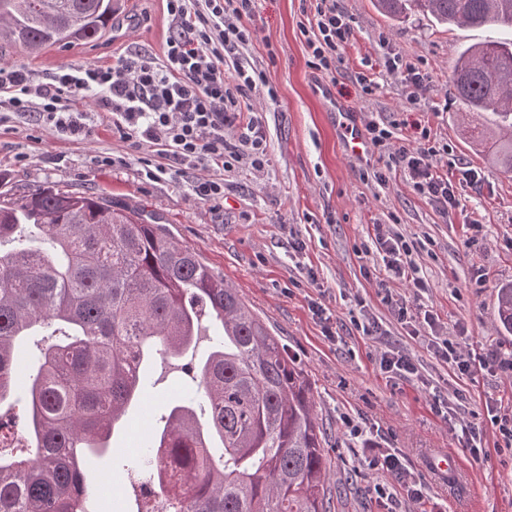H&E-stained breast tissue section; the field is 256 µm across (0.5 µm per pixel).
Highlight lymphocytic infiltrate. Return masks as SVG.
<instances>
[{"label": "lymphocytic infiltrate", "mask_w": 512, "mask_h": 512, "mask_svg": "<svg viewBox=\"0 0 512 512\" xmlns=\"http://www.w3.org/2000/svg\"><path fill=\"white\" fill-rule=\"evenodd\" d=\"M164 2L170 34L162 58L130 49L108 66L66 67L41 77L1 67L0 110L36 115L57 135L86 140L94 134L95 114L76 111L72 102L93 93L121 138L157 155V174L196 171L192 193L218 203L224 199V181L210 177V170H227L242 160L257 170L266 163L264 113L246 102L256 92L275 95L266 72L245 55L257 34L253 0ZM315 2L316 30L307 39L309 66L332 74L353 28L336 0ZM366 132L374 153L401 167L414 190L440 211L459 206L460 187L482 181L469 167H460L454 178L442 173L429 134L395 148L386 126L372 121ZM374 245L389 278L422 287L403 259L407 246L398 233L376 225Z\"/></svg>", "instance_id": "1"}]
</instances>
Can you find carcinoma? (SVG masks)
<instances>
[{"mask_svg":"<svg viewBox=\"0 0 512 512\" xmlns=\"http://www.w3.org/2000/svg\"><path fill=\"white\" fill-rule=\"evenodd\" d=\"M374 5L393 19L510 33L461 51L449 90L512 130V0ZM112 14V0H0V40L27 52L96 41ZM492 162L512 170V138ZM205 322L211 350L182 365L197 389L169 403L126 473L157 482L168 512H328L311 383L224 277L126 205L41 186L0 191V406L26 440L0 435V512H124L101 502L86 461L113 451L151 359L184 357ZM496 323L512 335V284L498 290ZM36 332V351H20Z\"/></svg>","mask_w":512,"mask_h":512,"instance_id":"1","label":"carcinoma"}]
</instances>
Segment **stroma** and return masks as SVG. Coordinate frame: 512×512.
I'll list each match as a JSON object with an SVG mask.
<instances>
[{
    "instance_id": "1",
    "label": "stroma",
    "mask_w": 512,
    "mask_h": 512,
    "mask_svg": "<svg viewBox=\"0 0 512 512\" xmlns=\"http://www.w3.org/2000/svg\"><path fill=\"white\" fill-rule=\"evenodd\" d=\"M116 20H135L127 38L104 35L67 48L28 55L0 47V67L35 74L64 66L111 64L127 49L161 54L168 36L163 0H113ZM258 36L247 55L265 69L275 100L251 95L265 111L267 163L255 171L244 162L224 175V202L197 200L191 176L149 179L142 154L113 133L110 119L94 137L71 141L36 117L0 123V182L13 189L50 186L77 190L140 208L159 217L173 240L237 288L242 299L278 336L308 375L322 422L330 512H512V449L496 424L512 417V374L491 362L467 373L445 363L434 340H448L474 356H512V336L496 330V294L512 283V171L492 165L495 139L473 147L462 131L465 112L448 90L452 66L465 47L495 36L492 28L445 25L419 14L393 22L372 0H336L351 16L354 32L335 75L310 69V51L300 31L310 18L308 0H255ZM426 70L429 79L415 101L401 73L381 64L380 38ZM374 80L364 92L358 74ZM332 94L363 122L381 121L394 144L426 127L441 148L448 170H481V186L463 192L460 206L441 213L414 191L404 172L374 157L349 155L336 121L314 92ZM113 157L101 167L96 156ZM382 170L385 181L373 173ZM386 224L409 247L408 262L425 288L387 285L372 239ZM483 285H476L477 274ZM400 295L409 313L428 310L434 330L397 322L385 293ZM381 324L383 335L367 336L364 325ZM406 355L418 376L399 378L380 368L382 353ZM150 384L133 406L115 446L138 452L158 419L188 386V376L161 361L148 371ZM454 408L482 438L472 454L441 414ZM457 454L470 482L455 488L435 482L426 461L435 449ZM396 454L401 474L369 467L374 453ZM424 484L422 500L407 497L405 477Z\"/></svg>"
}]
</instances>
